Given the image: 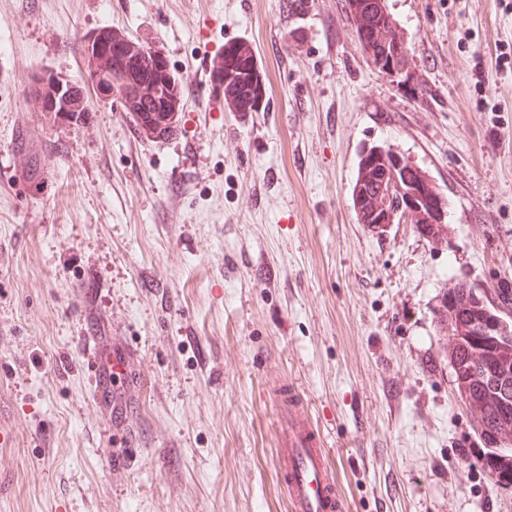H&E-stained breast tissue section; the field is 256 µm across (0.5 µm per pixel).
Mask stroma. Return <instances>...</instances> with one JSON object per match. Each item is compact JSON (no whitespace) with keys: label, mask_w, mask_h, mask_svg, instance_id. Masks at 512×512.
Here are the masks:
<instances>
[{"label":"stroma","mask_w":512,"mask_h":512,"mask_svg":"<svg viewBox=\"0 0 512 512\" xmlns=\"http://www.w3.org/2000/svg\"><path fill=\"white\" fill-rule=\"evenodd\" d=\"M387 5L398 77L346 0H0V512H288L276 376L305 391L348 512H512L433 313L456 280L512 277V72L490 65L512 52V0ZM103 27L167 61L169 138L88 82ZM241 43L250 112L196 88L208 50ZM39 72L81 84L84 112L41 111ZM371 145L433 181L450 236L365 233L351 193ZM82 336L127 354L121 466Z\"/></svg>","instance_id":"35a3bbf8"}]
</instances>
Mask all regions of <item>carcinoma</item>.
I'll return each mask as SVG.
<instances>
[{"mask_svg":"<svg viewBox=\"0 0 512 512\" xmlns=\"http://www.w3.org/2000/svg\"><path fill=\"white\" fill-rule=\"evenodd\" d=\"M382 6L374 0H348L350 12L363 20L356 33L366 41L364 50L382 67H392L400 74L407 58V48L391 47L373 37L372 28L391 18L385 0ZM88 76L95 85L98 78L99 58L119 55L123 66L112 73V87L123 111L130 113L136 126L148 138L163 139L175 128L176 113L180 110V94L176 79L164 58L131 43L109 28L98 31L87 47ZM224 83L238 90L236 109L252 111L258 101L254 64L251 58L237 55L236 49L224 51ZM31 96L40 101L45 112H57L55 94L50 83L31 88ZM415 169L407 157L374 146L360 155L357 177L352 188V204L362 211L370 204L378 209L369 215V223H379L383 214H392L405 196L389 193L393 172L399 171L400 180L412 185L410 173ZM467 293L466 307L455 310L457 290ZM454 313V328L458 352L450 360L457 388L468 396H479L487 406L489 422L481 429L486 444H498L499 451L486 458V466L498 480L512 484V282L503 278L497 287L489 290L477 288L465 280L444 294L436 319Z\"/></svg>","mask_w":512,"mask_h":512,"instance_id":"cac0c4a2","label":"carcinoma"}]
</instances>
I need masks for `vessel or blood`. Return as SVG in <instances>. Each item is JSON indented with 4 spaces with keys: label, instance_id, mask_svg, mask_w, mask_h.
I'll use <instances>...</instances> for the list:
<instances>
[{
    "label": "vessel or blood",
    "instance_id": "1",
    "mask_svg": "<svg viewBox=\"0 0 512 512\" xmlns=\"http://www.w3.org/2000/svg\"><path fill=\"white\" fill-rule=\"evenodd\" d=\"M223 70V56L208 55L201 83L211 96L222 93L217 78ZM266 394L275 408L277 477L289 512H346L337 491L325 435L304 392L276 382Z\"/></svg>",
    "mask_w": 512,
    "mask_h": 512
}]
</instances>
